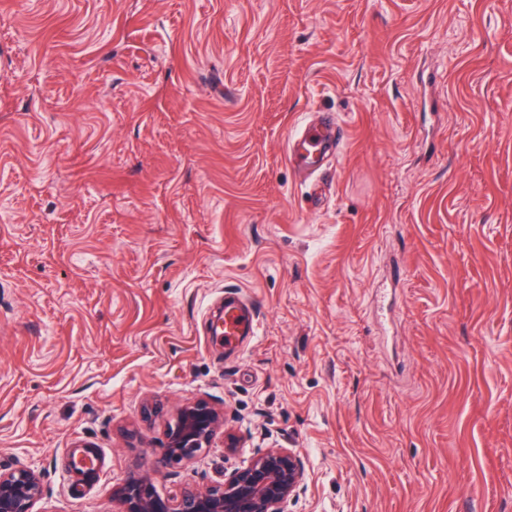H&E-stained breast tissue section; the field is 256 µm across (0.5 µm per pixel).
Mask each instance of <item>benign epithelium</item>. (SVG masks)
Listing matches in <instances>:
<instances>
[{
	"label": "benign epithelium",
	"mask_w": 512,
	"mask_h": 512,
	"mask_svg": "<svg viewBox=\"0 0 512 512\" xmlns=\"http://www.w3.org/2000/svg\"><path fill=\"white\" fill-rule=\"evenodd\" d=\"M223 428L224 411L208 400L185 404L167 427L163 464L174 466L197 457ZM68 467L77 484L90 485L99 478L100 458L95 449L78 444L70 453ZM304 476L296 451L271 448L204 488L188 484L163 498L146 472L120 486L115 495L123 512H283V505L296 496ZM41 495L35 469L0 470V512H35Z\"/></svg>",
	"instance_id": "obj_1"
}]
</instances>
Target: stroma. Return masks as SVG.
I'll use <instances>...</instances> for the list:
<instances>
[{
  "instance_id": "35a3bbf8",
  "label": "stroma",
  "mask_w": 512,
  "mask_h": 512,
  "mask_svg": "<svg viewBox=\"0 0 512 512\" xmlns=\"http://www.w3.org/2000/svg\"><path fill=\"white\" fill-rule=\"evenodd\" d=\"M196 398L224 434L160 466ZM272 447L285 512H512V0H0V468L122 512ZM339 137L332 114L316 112L290 136L289 150L294 169L304 175L321 171L336 152ZM220 326V334L224 335V348H234L245 336L255 333L252 304L237 296L226 297L224 318L220 319ZM68 467L78 485H82V483L90 485L99 478L100 458L94 448L78 444L70 453Z\"/></svg>"
}]
</instances>
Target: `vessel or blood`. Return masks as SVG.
<instances>
[{"label":"vessel or blood","mask_w":512,"mask_h":512,"mask_svg":"<svg viewBox=\"0 0 512 512\" xmlns=\"http://www.w3.org/2000/svg\"><path fill=\"white\" fill-rule=\"evenodd\" d=\"M338 144L339 137L333 115L326 112L316 113L291 135V162L298 173L315 174L334 156ZM220 326L224 346L228 349L234 348L245 336L254 334L256 323L251 303L237 296L226 297Z\"/></svg>","instance_id":"1"}]
</instances>
